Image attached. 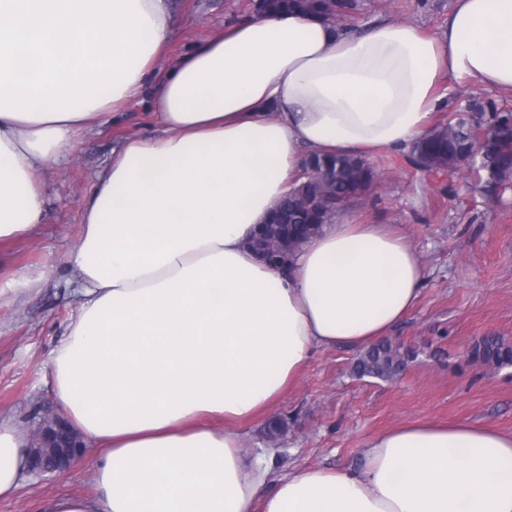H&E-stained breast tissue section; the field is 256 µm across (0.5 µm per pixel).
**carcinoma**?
I'll list each match as a JSON object with an SVG mask.
<instances>
[{"mask_svg":"<svg viewBox=\"0 0 512 512\" xmlns=\"http://www.w3.org/2000/svg\"><path fill=\"white\" fill-rule=\"evenodd\" d=\"M364 10V0H250L249 15L297 12L339 22ZM408 164L428 171H456L461 163L480 159L471 169L481 191L504 198L512 191V110L495 100L478 98L463 110L440 119L428 136L404 155ZM306 167L315 174L294 187L275 209L273 223L288 225L286 247L295 251L312 224H334L348 206L370 194L375 171L363 159L311 156ZM416 351L386 337L360 352L354 371L360 377L392 381L405 370ZM467 358L486 367L512 365V343L488 334L472 344Z\"/></svg>","mask_w":512,"mask_h":512,"instance_id":"carcinoma-1","label":"carcinoma"}]
</instances>
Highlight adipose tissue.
<instances>
[{
	"label": "adipose tissue",
	"mask_w": 512,
	"mask_h": 512,
	"mask_svg": "<svg viewBox=\"0 0 512 512\" xmlns=\"http://www.w3.org/2000/svg\"><path fill=\"white\" fill-rule=\"evenodd\" d=\"M172 34L170 0H0V241L44 222L38 172L110 113L146 92L163 128L113 148L84 204L51 383L97 450V494L49 512H512V433L406 423L360 468L280 476L239 431L204 424L270 408L316 350L364 347L415 306L425 273L396 225L339 219L285 270L245 244L307 152L409 150L446 74L512 88V0H456L438 36L253 17L156 76ZM28 455L0 421V500Z\"/></svg>",
	"instance_id": "adipose-tissue-1"
}]
</instances>
